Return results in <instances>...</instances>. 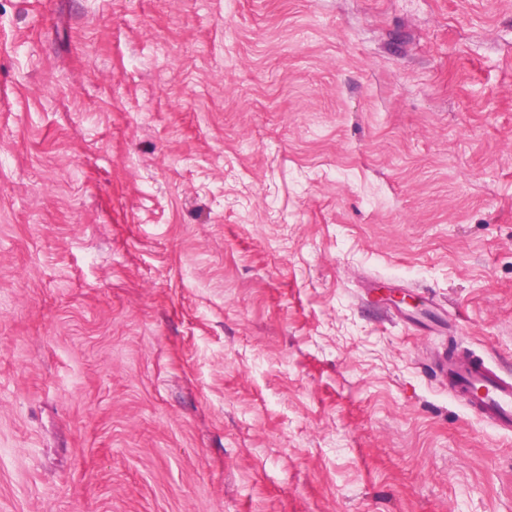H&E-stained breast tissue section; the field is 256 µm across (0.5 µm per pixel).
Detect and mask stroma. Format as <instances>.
<instances>
[{"instance_id": "35a3bbf8", "label": "stroma", "mask_w": 512, "mask_h": 512, "mask_svg": "<svg viewBox=\"0 0 512 512\" xmlns=\"http://www.w3.org/2000/svg\"><path fill=\"white\" fill-rule=\"evenodd\" d=\"M451 349L512 374V0H0V512H512Z\"/></svg>"}]
</instances>
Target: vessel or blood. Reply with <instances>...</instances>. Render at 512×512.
Instances as JSON below:
<instances>
[{"label": "vessel or blood", "instance_id": "b4317fda", "mask_svg": "<svg viewBox=\"0 0 512 512\" xmlns=\"http://www.w3.org/2000/svg\"><path fill=\"white\" fill-rule=\"evenodd\" d=\"M450 387L467 395L470 411L512 434V375L495 369L483 357L470 355L441 363Z\"/></svg>", "mask_w": 512, "mask_h": 512}]
</instances>
